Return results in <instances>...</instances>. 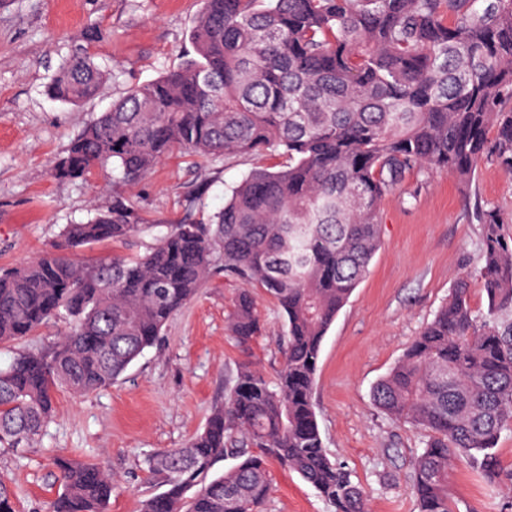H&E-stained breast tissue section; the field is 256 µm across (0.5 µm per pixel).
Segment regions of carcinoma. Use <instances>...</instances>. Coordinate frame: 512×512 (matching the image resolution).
<instances>
[{"label": "carcinoma", "mask_w": 512, "mask_h": 512, "mask_svg": "<svg viewBox=\"0 0 512 512\" xmlns=\"http://www.w3.org/2000/svg\"><path fill=\"white\" fill-rule=\"evenodd\" d=\"M193 55L132 87L72 141L62 179L112 167L134 181L174 148L203 159L278 153L251 172L211 224H174L142 255L86 264L71 252L150 228L122 197L68 224L59 252L0 269V343L52 320L69 328L48 349L20 348L0 368V447H28L60 388L76 396L117 382L171 316L214 274L248 287L233 302L240 345L260 330L251 285L285 320L275 380L241 369L205 427L151 455L164 487L141 512H262L270 463L296 473L335 512H368L364 491L323 445L313 394L323 340L381 246L386 197L424 167L461 182L494 158L512 172V0H202ZM104 74L74 53L48 86L55 100L95 97ZM487 312L470 306L467 274L404 357L373 389L377 408L424 432L410 488L419 512H459L448 494L456 459L494 484L496 446L512 426V239L482 215ZM231 458L223 471L216 465ZM62 492L45 512H108L114 478L97 462L54 459ZM0 512H16L0 474Z\"/></svg>", "instance_id": "carcinoma-1"}]
</instances>
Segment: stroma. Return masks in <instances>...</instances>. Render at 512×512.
Wrapping results in <instances>:
<instances>
[{
  "mask_svg": "<svg viewBox=\"0 0 512 512\" xmlns=\"http://www.w3.org/2000/svg\"><path fill=\"white\" fill-rule=\"evenodd\" d=\"M201 8V0H0V267L56 251L64 225L87 220L113 197L162 230L206 223L252 170L286 165L278 154L202 161L177 151L136 182L108 168L87 180L54 176L70 142L113 99L178 67ZM92 29L99 37L89 43ZM83 47L107 73L100 95L78 107L52 100L49 83ZM489 208L500 212L512 237V174L497 161L479 164L465 186L435 169L412 174L383 202L381 246L323 341L314 391L321 436L330 457L368 493L370 512H418L410 462L424 437L378 409L372 388L461 273L471 277L475 315L485 313L480 217ZM239 287L223 274L211 277L119 382L85 397L57 391L55 416L39 443L0 448V474L13 480L18 512H39L57 495L59 455L101 462L115 479L110 512H139L151 491L148 455L182 447L202 429L241 368L275 380L282 315L263 288H254L261 334L237 344L228 316ZM497 453L503 478L493 485L467 459L455 461L448 491L459 512H504L512 504V429L502 431ZM271 473L263 512H334L297 474L277 465Z\"/></svg>",
  "mask_w": 512,
  "mask_h": 512,
  "instance_id": "35a3bbf8",
  "label": "stroma"
}]
</instances>
